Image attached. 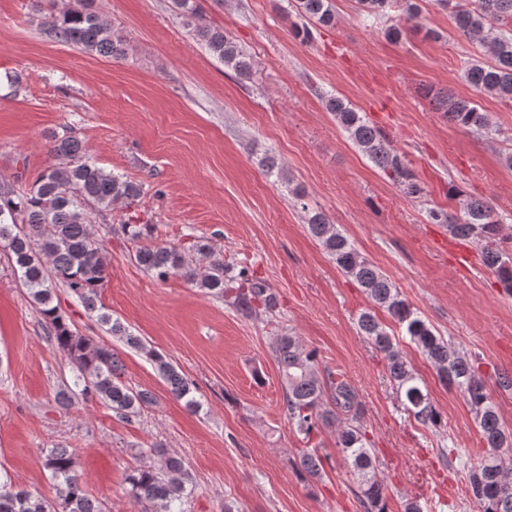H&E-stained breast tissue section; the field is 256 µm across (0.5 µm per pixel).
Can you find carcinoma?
Masks as SVG:
<instances>
[{
  "label": "carcinoma",
  "mask_w": 512,
  "mask_h": 512,
  "mask_svg": "<svg viewBox=\"0 0 512 512\" xmlns=\"http://www.w3.org/2000/svg\"><path fill=\"white\" fill-rule=\"evenodd\" d=\"M186 25L209 52L242 79L252 76L254 63L224 29L201 22L191 0H174ZM450 9L459 36L481 45L488 60L469 59L463 75L476 90L500 100L512 101V0H439ZM360 11L378 18L397 7L406 19L416 16L413 0H357ZM298 14L319 27H333L336 16L332 0H295ZM57 38L84 52L102 57L125 55V40L105 25L93 11V0H68L54 17ZM448 120L463 128L487 135L496 133L489 113L473 101L445 92L437 97ZM325 109L334 116L352 144L382 171L401 192L410 197L422 194L405 157L395 151L386 134L376 128L351 103L329 96ZM48 152L56 163L47 166L23 193L0 185V250L5 252L19 280L45 318L47 338L71 363V383L57 394L61 404L81 397L96 399L120 419L140 416L152 401V394L137 389L122 378L123 365L112 345L78 335L59 314L55 287L65 286L90 312L100 310L99 291L107 267L100 241L91 232V211H107L123 203L131 206L143 193L142 184L122 179L91 162L82 141L66 129L49 137ZM453 212L432 209L433 224L448 225V232L462 240L480 243L484 263L493 269L501 287L512 294V255L502 247L501 223L492 203L462 194L452 188ZM310 234L320 242L336 266L352 277L366 294L372 307L358 318L361 333L387 360L389 379L406 410L424 425L438 427L441 414L431 402L428 389L413 372L399 349L396 337L376 315L382 310L405 329L410 342L434 365L441 381L461 393L474 412L483 439L484 451L476 462H466L467 491L480 512H512V431L500 422L484 380L469 356L435 333L402 297L390 278L354 247L349 239L314 211L306 220ZM134 245V259L145 271L164 280L181 274L206 295L224 300L228 306L249 316L260 303L267 313H275V294L264 284L247 277L229 276L222 255L207 244L191 250L151 240L146 224H124ZM99 320L107 332L141 353L169 387L170 393L197 410L200 402L191 383L169 361L110 315ZM270 348L283 380V410L295 430L310 437L319 425L338 423L336 447L357 480V495L364 512H388L382 480L375 458L367 448L360 424V403L347 382L333 374L322 376L316 353L304 347L299 337L288 334L275 319ZM142 463L125 477L128 495L142 506V512H185L184 501L193 490L192 477L182 458L156 446L139 449ZM41 464L53 480L55 498L17 486L7 474H0V512H107L105 504L88 493L74 449L47 448ZM301 471L311 477L321 475L322 464L315 449L306 448L300 458Z\"/></svg>",
  "instance_id": "1"
}]
</instances>
